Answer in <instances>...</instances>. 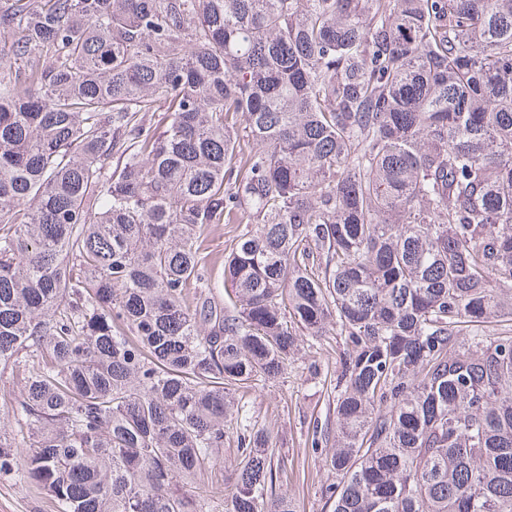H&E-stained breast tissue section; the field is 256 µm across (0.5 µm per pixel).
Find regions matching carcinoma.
Segmentation results:
<instances>
[{"label":"carcinoma","mask_w":512,"mask_h":512,"mask_svg":"<svg viewBox=\"0 0 512 512\" xmlns=\"http://www.w3.org/2000/svg\"><path fill=\"white\" fill-rule=\"evenodd\" d=\"M0 30L1 474L54 512H210L208 474L298 512L243 399L338 330L331 512H512V334L463 332L512 321V0H0ZM246 224H213L205 235L201 256L208 267V278L211 292L224 298V249L229 247L232 239L245 231ZM20 373L10 367L2 370L0 369V427L5 425L13 430L14 434H21L18 432L19 428L15 425L11 418V406L15 404V399L18 396ZM10 410V416H7V411Z\"/></svg>","instance_id":"cac0c4a2"}]
</instances>
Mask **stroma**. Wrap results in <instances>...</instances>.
I'll return each instance as SVG.
<instances>
[{"mask_svg": "<svg viewBox=\"0 0 512 512\" xmlns=\"http://www.w3.org/2000/svg\"><path fill=\"white\" fill-rule=\"evenodd\" d=\"M243 230L240 224H214L205 236L201 253L216 296L224 294V250ZM344 348L343 336L336 333L305 337L300 354L282 377L259 384L245 397L254 422L273 436L274 461L288 477L287 489L299 512H329L322 489L334 476L322 463L325 449L317 441L335 425L334 384ZM0 512H52V508L35 487L0 475Z\"/></svg>", "mask_w": 512, "mask_h": 512, "instance_id": "1", "label": "stroma"}]
</instances>
